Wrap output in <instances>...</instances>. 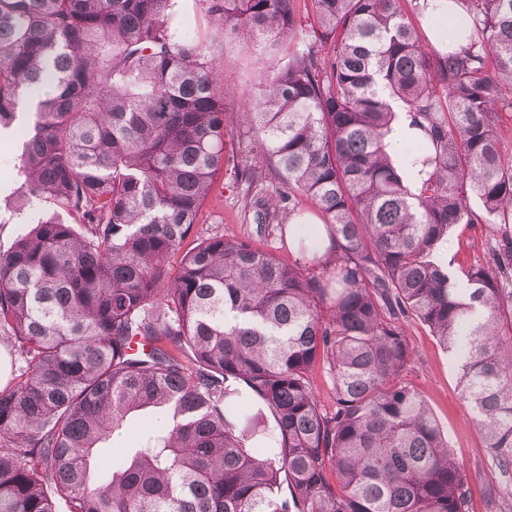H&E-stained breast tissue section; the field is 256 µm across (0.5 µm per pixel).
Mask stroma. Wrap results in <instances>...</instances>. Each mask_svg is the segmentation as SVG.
I'll use <instances>...</instances> for the list:
<instances>
[{"label":"stroma","mask_w":512,"mask_h":512,"mask_svg":"<svg viewBox=\"0 0 512 512\" xmlns=\"http://www.w3.org/2000/svg\"><path fill=\"white\" fill-rule=\"evenodd\" d=\"M216 57L228 107L233 112L243 111L252 87L260 78L262 62L255 51L243 50L232 38L225 41ZM202 214L204 221L195 225L193 238L216 232L248 240L259 237L256 224L240 208L239 189L230 174L218 177ZM484 236L480 224L456 227L448 239L451 270L482 262ZM404 330L414 354L403 378L425 398L454 457L468 473L470 512H487L488 490L498 484L499 476L484 450L472 414L461 398L454 361L426 325L413 320L405 323Z\"/></svg>","instance_id":"1"}]
</instances>
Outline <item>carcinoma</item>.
Here are the masks:
<instances>
[{"label":"carcinoma","mask_w":512,"mask_h":512,"mask_svg":"<svg viewBox=\"0 0 512 512\" xmlns=\"http://www.w3.org/2000/svg\"><path fill=\"white\" fill-rule=\"evenodd\" d=\"M454 2L459 51L421 38L425 0H308L313 33L296 0H199L202 41L177 36L178 0H0V129L34 116L4 200L56 208L0 250V337L24 363L0 389V512H468L400 381L409 318L454 355L512 485V0ZM230 36L266 63L243 112L219 86ZM394 103L417 189L386 150ZM224 171L269 236L310 202L328 260L215 234L172 267ZM459 224L486 247L456 277L433 253Z\"/></svg>","instance_id":"obj_1"}]
</instances>
